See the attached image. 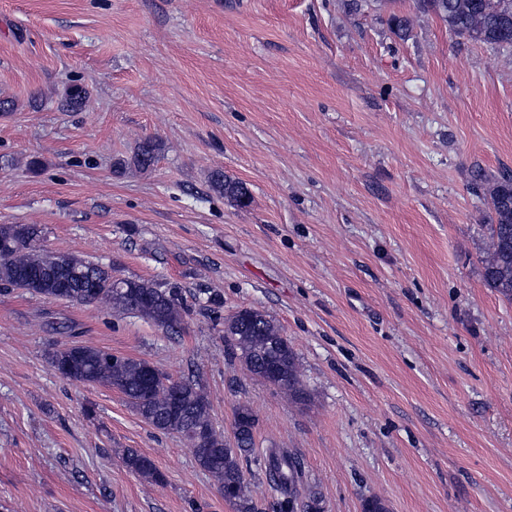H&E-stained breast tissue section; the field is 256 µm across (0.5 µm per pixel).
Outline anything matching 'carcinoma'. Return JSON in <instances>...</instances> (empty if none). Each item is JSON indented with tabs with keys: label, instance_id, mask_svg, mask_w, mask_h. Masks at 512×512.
<instances>
[{
	"label": "carcinoma",
	"instance_id": "cac0c4a2",
	"mask_svg": "<svg viewBox=\"0 0 512 512\" xmlns=\"http://www.w3.org/2000/svg\"><path fill=\"white\" fill-rule=\"evenodd\" d=\"M416 8L439 18L454 36L479 43L498 54H512V0H416ZM386 24L392 37L406 41L410 37L409 19L393 11ZM161 151L160 143L145 138L138 143L131 158H118L114 171L122 173L133 167L149 170ZM211 188L237 206H245L249 195L242 183L215 171L210 176ZM473 190L487 191L493 214L490 237L482 259V278L486 287L501 297L512 300V173L504 172L491 180L478 170ZM0 282L31 295L46 299L68 293L72 304L90 305L103 302L123 314H135L158 327L173 330L181 324L184 309L175 288H162L144 279H133V291L127 295L112 291L109 276L100 264L67 253L70 271L81 273L70 279L71 287L60 288L68 274L57 269L54 252L42 244V229L36 224L0 225ZM280 333L275 320L263 312L250 321L241 342L249 358L240 359L243 368L253 377H263L269 365L279 361L284 366L280 390L292 400L303 401L306 392L301 380L298 359L288 340L283 349L273 352L267 337ZM84 357L69 371L66 378L85 383H103L119 391L142 418L163 432H176L192 449L199 465L208 471L219 488L232 492L229 503L236 512H258L250 491V481L241 461L248 458L255 445L254 432L239 428L229 441L217 431L210 413V404L203 389L190 380H180L182 391L179 406L171 404L165 388L147 392L145 387L148 363L130 357L116 356L106 350L80 345ZM125 467L141 479L156 485L165 481L154 462L135 449H126L122 456ZM265 469L270 487L284 496L283 508L290 510L304 473L300 462L282 448H271L265 456Z\"/></svg>",
	"mask_w": 512,
	"mask_h": 512
}]
</instances>
